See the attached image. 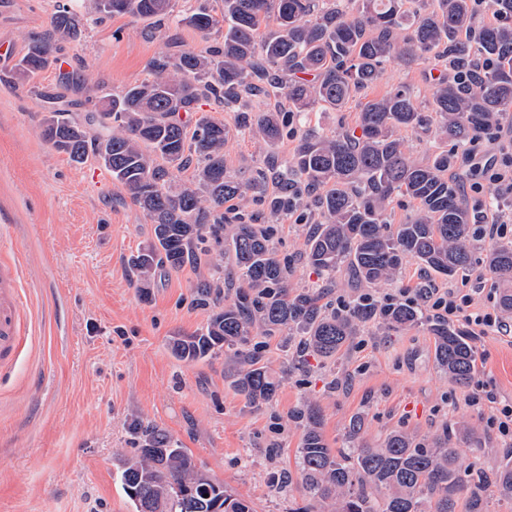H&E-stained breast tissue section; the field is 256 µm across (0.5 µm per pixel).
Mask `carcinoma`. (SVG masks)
Instances as JSON below:
<instances>
[{"label": "carcinoma", "instance_id": "carcinoma-1", "mask_svg": "<svg viewBox=\"0 0 512 512\" xmlns=\"http://www.w3.org/2000/svg\"><path fill=\"white\" fill-rule=\"evenodd\" d=\"M92 2L100 20L121 14L153 24L168 20L205 39L226 25L224 41L203 51L169 41L149 62L151 78L120 95L87 99L82 117L64 105L82 89L73 76L40 92L49 103L42 140L75 164L92 159L103 166L153 224L151 241L130 259L141 295L164 267H208L195 291L196 304L209 310L206 325L171 338L177 359L192 364L227 354L232 386L258 407L274 399L279 382L257 352L243 348L252 331L288 328L297 333V359H331L368 322L404 329L427 321L417 304L359 300L335 309L321 289L288 288L292 266L270 247L273 225L290 217L306 223L311 200L321 221L312 223L303 257L328 286L343 265L371 286L395 278L407 258L448 278L467 266L476 219L458 204L448 169L474 136L512 110V0H495L506 20L494 25L477 22L475 0H222L219 15L201 6L177 12L176 0ZM81 27L69 4H58L47 30L29 41L12 81L30 84L53 67ZM479 57L495 66L470 86L453 77L436 81L426 105L401 85L361 104L352 130L297 132L309 112L344 111L392 60L421 65L444 58L457 73ZM251 98L269 107L239 112L237 132L260 137L268 153L244 186L225 164L224 123L192 113L205 102L232 109ZM432 127L454 150L440 147L427 163L413 162L400 132ZM293 134L298 145L284 162L275 148ZM190 165L191 185L174 188L175 173ZM248 191L257 209H224ZM396 197L416 200L419 209L393 228L388 212ZM226 255L233 267L227 275ZM488 267L503 288L502 307L512 312V244L494 246ZM228 278L245 291L223 304ZM429 327L437 364L456 384H469L477 369L472 339L443 320ZM293 418L302 428L297 470L304 490L294 512H455L461 497L468 512H490L487 492L512 500V462L490 473L461 467L446 425L423 439L393 431L373 447L355 418L345 434L351 447L332 448L315 405L301 404ZM129 429L137 447L121 460L120 482L132 512H253L166 431L139 419Z\"/></svg>", "mask_w": 512, "mask_h": 512}]
</instances>
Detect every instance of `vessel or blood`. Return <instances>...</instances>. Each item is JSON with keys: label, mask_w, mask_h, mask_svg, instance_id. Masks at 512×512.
<instances>
[{"label": "vessel or blood", "mask_w": 512, "mask_h": 512, "mask_svg": "<svg viewBox=\"0 0 512 512\" xmlns=\"http://www.w3.org/2000/svg\"><path fill=\"white\" fill-rule=\"evenodd\" d=\"M17 262L0 260V369L15 363L28 332L22 321L23 298Z\"/></svg>", "instance_id": "1"}]
</instances>
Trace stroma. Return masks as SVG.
I'll return each instance as SVG.
<instances>
[{
    "mask_svg": "<svg viewBox=\"0 0 512 512\" xmlns=\"http://www.w3.org/2000/svg\"><path fill=\"white\" fill-rule=\"evenodd\" d=\"M83 18L80 38L66 50L63 69L44 72L55 86L60 71L85 75L87 87L118 94L147 78L148 61L177 34L188 48L205 40L182 26L153 29L130 15L96 20L91 0H69ZM57 0H0V72L10 69L31 38L48 26ZM447 66L386 64L367 97L400 85L428 102ZM205 111L231 134L227 168L248 181L262 166L261 138L235 134L237 113L206 103ZM46 103L31 86L0 80V255L24 254L23 296L33 338L11 374L0 379V512H132L119 478L121 458L133 452L131 417L165 429L217 481L251 503L254 512H291L302 502L296 469L301 429L292 411L302 402L321 412L331 447H341L352 418L362 436L380 444L392 431L424 438L449 425L462 466L487 471L507 459L488 412L470 407V387L437 365L428 325L393 329L362 326L334 360L298 362L287 333L264 338L262 361L280 382L261 408L230 385L225 357L186 364L171 353V337L202 328L189 269L159 270L149 300L137 292L129 259L149 242L153 226L110 174L78 166L51 151L39 135ZM305 225H275L278 254L296 258L290 287H321L301 254ZM420 265L405 260L399 277L366 288L338 271L333 301L360 295L382 300L418 287ZM475 380L491 382L512 404V343L496 335L474 341Z\"/></svg>",
    "mask_w": 512,
    "mask_h": 512,
    "instance_id": "35a3bbf8",
    "label": "stroma"
}]
</instances>
